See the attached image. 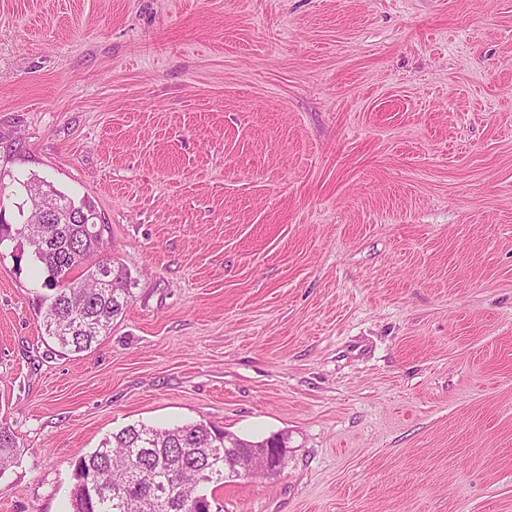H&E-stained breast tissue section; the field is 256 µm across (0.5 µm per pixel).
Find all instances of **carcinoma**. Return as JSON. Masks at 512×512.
Segmentation results:
<instances>
[{"label": "carcinoma", "instance_id": "carcinoma-1", "mask_svg": "<svg viewBox=\"0 0 512 512\" xmlns=\"http://www.w3.org/2000/svg\"><path fill=\"white\" fill-rule=\"evenodd\" d=\"M43 204L27 203V221L14 230L0 223V246L17 238L47 272L44 285L55 290L44 319L45 333L70 353L92 350L130 299L131 277L110 258L99 257L106 241L77 222L82 210L95 219V207L77 202L50 182L29 177ZM77 279L69 274L77 269ZM14 438L0 426V471L12 463ZM247 448L238 437L204 423L173 428L129 425L104 438L80 459L72 512H202V489H218L229 468L244 463Z\"/></svg>", "mask_w": 512, "mask_h": 512}]
</instances>
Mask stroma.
I'll return each instance as SVG.
<instances>
[{
	"label": "stroma",
	"mask_w": 512,
	"mask_h": 512,
	"mask_svg": "<svg viewBox=\"0 0 512 512\" xmlns=\"http://www.w3.org/2000/svg\"><path fill=\"white\" fill-rule=\"evenodd\" d=\"M91 202L130 302L0 251V512L136 423L288 439L216 512H512V0H0V207Z\"/></svg>",
	"instance_id": "stroma-1"
}]
</instances>
